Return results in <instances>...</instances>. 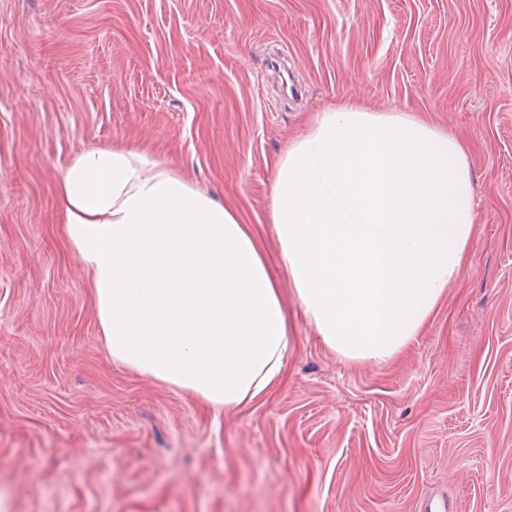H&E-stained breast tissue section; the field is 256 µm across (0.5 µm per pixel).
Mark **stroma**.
<instances>
[{
  "mask_svg": "<svg viewBox=\"0 0 512 512\" xmlns=\"http://www.w3.org/2000/svg\"><path fill=\"white\" fill-rule=\"evenodd\" d=\"M351 97L469 147L467 264L386 364L329 350L270 224L276 164ZM250 225L296 348L213 413L113 364L62 236L90 146ZM0 512H512V0H0Z\"/></svg>",
  "mask_w": 512,
  "mask_h": 512,
  "instance_id": "stroma-1",
  "label": "stroma"
}]
</instances>
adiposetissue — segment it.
Segmentation results:
<instances>
[{"instance_id": "obj_1", "label": "adipose tissue", "mask_w": 512, "mask_h": 512, "mask_svg": "<svg viewBox=\"0 0 512 512\" xmlns=\"http://www.w3.org/2000/svg\"><path fill=\"white\" fill-rule=\"evenodd\" d=\"M467 154L425 118L347 100L280 157L279 260L338 357L394 359L464 268L476 224ZM57 193L113 364L218 411L278 385L295 340L256 236L231 209L125 146L80 151Z\"/></svg>"}]
</instances>
